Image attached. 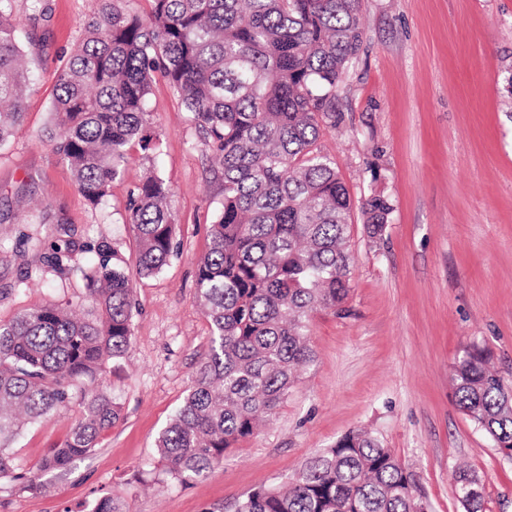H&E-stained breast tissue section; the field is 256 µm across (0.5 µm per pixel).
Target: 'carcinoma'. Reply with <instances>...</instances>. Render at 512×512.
Wrapping results in <instances>:
<instances>
[{"mask_svg":"<svg viewBox=\"0 0 512 512\" xmlns=\"http://www.w3.org/2000/svg\"><path fill=\"white\" fill-rule=\"evenodd\" d=\"M53 91L54 150L96 208L121 177L131 144L158 148L147 119L155 76L181 96L221 169L224 197L199 258L197 296L209 349L184 402L161 432L162 471L180 485L203 478L254 435L313 361L309 321L345 311L351 292L347 241L353 208L371 238L392 207L371 195L353 204L335 162L318 147L336 122V99L360 51L362 0H100ZM46 0H0V142L25 115L30 73L18 13L36 25ZM170 189L150 174L130 191L128 223L138 268L151 275L174 252ZM83 273L78 309L45 305L0 324V479L42 489L40 473L64 471L91 453L120 419L99 384L126 358L137 312L132 282L103 244ZM454 404L503 454L512 449V381L488 348L452 367ZM79 391L81 418L36 471L16 472L11 444ZM464 512H482L478 475L458 467ZM413 474L373 432L356 429L309 457L278 486L235 512H424Z\"/></svg>","mask_w":512,"mask_h":512,"instance_id":"cac0c4a2","label":"carcinoma"}]
</instances>
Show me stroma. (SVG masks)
I'll return each instance as SVG.
<instances>
[{
  "label": "stroma",
  "mask_w": 512,
  "mask_h": 512,
  "mask_svg": "<svg viewBox=\"0 0 512 512\" xmlns=\"http://www.w3.org/2000/svg\"><path fill=\"white\" fill-rule=\"evenodd\" d=\"M49 4L24 122L0 143V323L77 301L86 249L102 242L122 260L139 309L127 358L101 377L119 421L91 455L44 474V492L0 479V512H90L104 497L123 512H231L360 427L405 463L428 512H462L450 479L461 462L483 485L484 512H512V461L456 408L450 385L473 345L512 373V0H363L362 48L319 144L352 200H389L388 223L370 239L354 218L345 314L313 316L314 360L287 398L188 486L162 474L156 440L209 349L196 264L223 198L218 164L179 94L157 80L147 108L158 151L131 148L103 208H92L49 133L56 71L99 0ZM151 172L171 191L175 252L143 276L127 217L130 190ZM63 239L74 252L57 266L48 256ZM79 415L72 402L28 426L11 446L17 468L61 446Z\"/></svg>",
  "instance_id": "35a3bbf8"
}]
</instances>
